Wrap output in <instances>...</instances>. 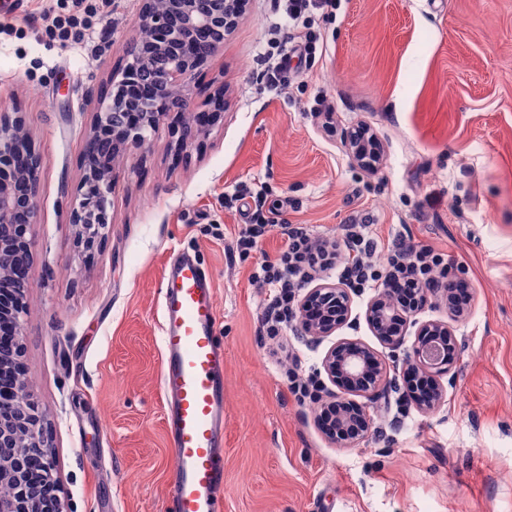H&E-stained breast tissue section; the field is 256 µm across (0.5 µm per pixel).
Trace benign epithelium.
<instances>
[{
    "label": "benign epithelium",
    "mask_w": 512,
    "mask_h": 512,
    "mask_svg": "<svg viewBox=\"0 0 512 512\" xmlns=\"http://www.w3.org/2000/svg\"><path fill=\"white\" fill-rule=\"evenodd\" d=\"M231 8L243 12L244 0H166L162 10L153 6V0H141L138 26L152 32L156 40L146 50L138 38L131 43L127 63L112 74V83L102 91L107 104L94 115L84 152L100 145L103 129L112 133L116 154L128 146H142L162 120L190 105L191 85L223 48L224 40L213 42L207 55L192 58L184 51L185 34L224 33V19ZM206 106L197 113L196 123L173 128L177 151H186L206 135L207 123L224 109L223 89L214 92ZM377 144L367 125H358L345 136L347 150L365 168L379 160ZM38 169L39 159L23 133L21 117L0 113V325H9L17 337L12 352L0 353V376L8 380L6 397H0V484L11 487L9 494L0 495V512H67L56 471L37 473L30 468L31 457L45 452V417L30 399L22 343L26 293L15 273H23L29 265ZM112 190L113 181L83 175L70 223L78 227V244L86 251L106 238ZM434 293L433 289L422 290L415 311L423 310ZM351 304L347 289L319 284L303 301L300 329L315 339L330 336L347 323ZM413 312L403 311L381 292L368 304L366 321L371 332L392 349L400 347L409 327L416 328L405 362L426 383L428 397L418 408L430 411L445 401L442 377L453 364L456 341L448 323H420ZM322 367L332 384L361 397L359 401L335 397L343 411L325 428L336 445L350 446L371 431V408L390 383L389 360L357 339H341L328 350Z\"/></svg>",
    "instance_id": "7a95c632"
}]
</instances>
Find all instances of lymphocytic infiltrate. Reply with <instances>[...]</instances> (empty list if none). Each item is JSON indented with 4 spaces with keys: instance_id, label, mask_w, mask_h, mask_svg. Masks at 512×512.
Wrapping results in <instances>:
<instances>
[{
    "instance_id": "obj_1",
    "label": "lymphocytic infiltrate",
    "mask_w": 512,
    "mask_h": 512,
    "mask_svg": "<svg viewBox=\"0 0 512 512\" xmlns=\"http://www.w3.org/2000/svg\"><path fill=\"white\" fill-rule=\"evenodd\" d=\"M236 194L252 198L253 207L235 234L233 254L251 259L275 229L283 238L278 254L254 262L249 274L251 285L264 292L261 332L270 340L280 341L297 329L303 292L324 274L356 296L391 291L397 304L409 310L422 289L447 282L449 255L434 246L412 243L402 235L381 245L373 225L364 221L339 225L336 233L317 237L304 225L278 224L263 190L244 186Z\"/></svg>"
}]
</instances>
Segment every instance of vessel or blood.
<instances>
[{
  "label": "vessel or blood",
  "instance_id": "obj_1",
  "mask_svg": "<svg viewBox=\"0 0 512 512\" xmlns=\"http://www.w3.org/2000/svg\"><path fill=\"white\" fill-rule=\"evenodd\" d=\"M160 386L175 466L164 512H223L224 345L212 272L181 253L161 282Z\"/></svg>",
  "mask_w": 512,
  "mask_h": 512
}]
</instances>
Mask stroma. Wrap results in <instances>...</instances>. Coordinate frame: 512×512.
Wrapping results in <instances>:
<instances>
[{
  "label": "stroma",
  "mask_w": 512,
  "mask_h": 512,
  "mask_svg": "<svg viewBox=\"0 0 512 512\" xmlns=\"http://www.w3.org/2000/svg\"><path fill=\"white\" fill-rule=\"evenodd\" d=\"M88 27L60 31L47 10L71 0H0V113L17 112L39 157L23 361L47 414L70 512H162L174 456L163 428L159 287L189 251L213 273L224 340L223 512H512V0H337L311 12L315 46L285 83L266 72L284 50V0H248L192 90L194 110L224 90L200 149L176 158L169 124L124 151L108 234L78 247L69 205L97 95L127 57L139 0H86ZM334 113L335 132L323 128ZM367 124L382 161L352 159L346 129ZM262 183L282 220L320 235L363 217L383 243L399 234L447 251L468 283L464 316L421 311L458 347L444 402L400 413L407 347L380 344L354 299L334 337L296 334L303 373L335 339L395 357L369 436L339 447L289 393L260 334L263 295L250 263L228 256Z\"/></svg>",
  "instance_id": "35a3bbf8"
}]
</instances>
